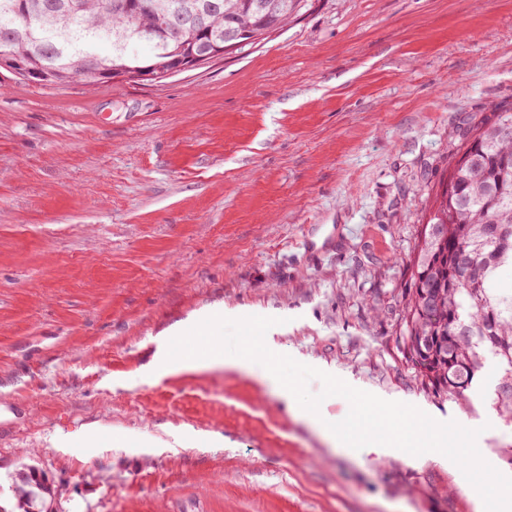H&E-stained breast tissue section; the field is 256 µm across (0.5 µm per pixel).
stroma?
Returning a JSON list of instances; mask_svg holds the SVG:
<instances>
[{"instance_id":"35a3bbf8","label":"stroma","mask_w":512,"mask_h":512,"mask_svg":"<svg viewBox=\"0 0 512 512\" xmlns=\"http://www.w3.org/2000/svg\"><path fill=\"white\" fill-rule=\"evenodd\" d=\"M512 108V0H303L159 82L0 68V506L50 512H484L448 458L347 454L264 368L163 370L223 311L281 354L512 442L489 400L421 386L400 318L456 134ZM18 500V509L22 512H47L44 507V495L50 494V489L46 483L45 478L31 470L26 477L24 485L18 487L15 491ZM40 506V510L35 507Z\"/></svg>"}]
</instances>
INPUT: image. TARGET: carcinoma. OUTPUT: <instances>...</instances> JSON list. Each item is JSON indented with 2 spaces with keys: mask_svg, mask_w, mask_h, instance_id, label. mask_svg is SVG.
Masks as SVG:
<instances>
[{
  "mask_svg": "<svg viewBox=\"0 0 512 512\" xmlns=\"http://www.w3.org/2000/svg\"><path fill=\"white\" fill-rule=\"evenodd\" d=\"M157 0H0V49L34 57L58 70L50 82H107L109 67L155 66L180 44L209 39L206 32L155 23ZM216 5L212 30L243 29L247 45L288 24L300 0H194ZM80 8H75V5ZM458 145L439 183L417 245L412 288L403 307L401 341L421 383L465 405L487 360L497 365L492 402L512 426V285L498 270L512 265V112L459 130ZM50 489L32 470L16 489L18 509L42 512Z\"/></svg>",
  "mask_w": 512,
  "mask_h": 512,
  "instance_id": "1",
  "label": "carcinoma"
}]
</instances>
